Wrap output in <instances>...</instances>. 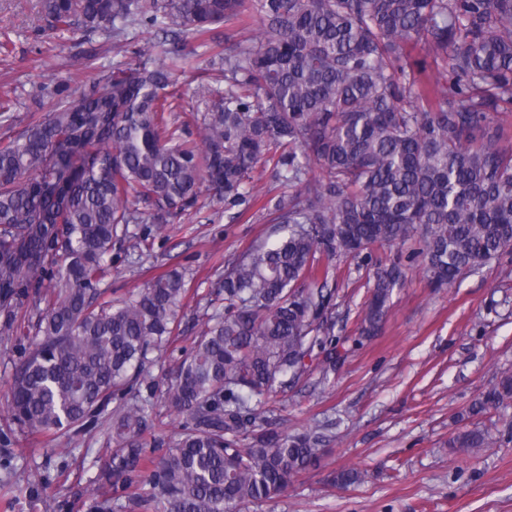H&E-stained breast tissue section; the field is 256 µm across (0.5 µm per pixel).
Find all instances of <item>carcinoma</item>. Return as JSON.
Masks as SVG:
<instances>
[{"mask_svg": "<svg viewBox=\"0 0 512 512\" xmlns=\"http://www.w3.org/2000/svg\"><path fill=\"white\" fill-rule=\"evenodd\" d=\"M42 6L54 30L118 37L144 22L174 37L137 51L159 62L117 67L78 99L60 80L55 110L0 145V336L20 321L32 332L8 380L6 421L32 434L108 423L120 445L93 481L111 495L91 493L92 512H230L270 500L322 452L310 435L274 428L280 398L307 368L336 366L325 353L334 291L312 274L316 255L357 256L418 234L425 276L447 288L512 253V0ZM254 12L262 29L224 56L228 85L205 100L198 140L176 135L165 113L182 94L165 60L178 59L181 41ZM272 149L299 194L280 199L273 232L224 267V312L207 318L166 390L182 431L148 443L159 389L151 354L180 325L186 277L173 269L110 298L100 284L118 226L171 224L205 183L226 209L245 205ZM311 161L321 178L305 181ZM403 276L400 260L378 263L361 335L376 334ZM119 395L130 399L108 409ZM511 402L504 373L472 411ZM489 443L475 427L448 446Z\"/></svg>", "mask_w": 512, "mask_h": 512, "instance_id": "cac0c4a2", "label": "carcinoma"}]
</instances>
